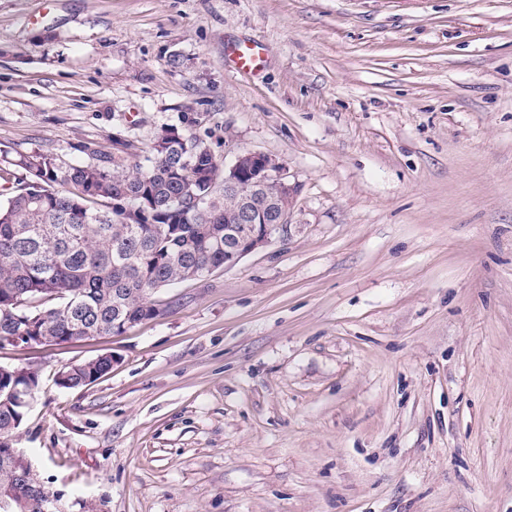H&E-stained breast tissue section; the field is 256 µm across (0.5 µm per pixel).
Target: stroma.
Wrapping results in <instances>:
<instances>
[{
    "label": "stroma",
    "mask_w": 512,
    "mask_h": 512,
    "mask_svg": "<svg viewBox=\"0 0 512 512\" xmlns=\"http://www.w3.org/2000/svg\"><path fill=\"white\" fill-rule=\"evenodd\" d=\"M163 126L297 193L155 319L0 347L67 512H512V0H0V202L20 156L140 161ZM77 365L81 367L73 375L72 371L76 367L75 365L67 370L64 368L57 372L56 383L58 386L62 387L66 385L69 381V377L72 375L70 377V383L62 387L63 389L86 387L111 370L110 360L108 358H100L99 356Z\"/></svg>",
    "instance_id": "stroma-1"
}]
</instances>
